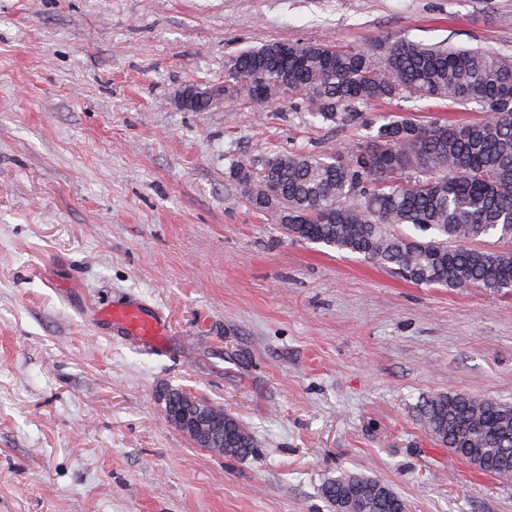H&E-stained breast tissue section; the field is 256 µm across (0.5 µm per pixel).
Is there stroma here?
<instances>
[{"label": "stroma", "instance_id": "1", "mask_svg": "<svg viewBox=\"0 0 512 512\" xmlns=\"http://www.w3.org/2000/svg\"><path fill=\"white\" fill-rule=\"evenodd\" d=\"M512 53V0H0V512H336L344 473L407 512H512V479L440 446L423 400L512 403V291L417 285L289 237L229 176L364 140L289 104L203 112L272 41ZM167 318L159 351L100 308ZM255 436L227 458L168 387Z\"/></svg>", "mask_w": 512, "mask_h": 512}]
</instances>
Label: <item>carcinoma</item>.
<instances>
[{
  "label": "carcinoma",
  "mask_w": 512,
  "mask_h": 512,
  "mask_svg": "<svg viewBox=\"0 0 512 512\" xmlns=\"http://www.w3.org/2000/svg\"><path fill=\"white\" fill-rule=\"evenodd\" d=\"M427 100L480 113L468 121L417 123L372 106ZM289 102L331 128L365 125L376 133L331 153L275 152L260 167L234 165L230 177L259 212L275 215L288 236L359 254L418 285L512 289V54L424 45L406 38L357 48L274 42L224 62V108ZM406 225L419 236L404 234ZM165 406L207 411L220 430V453L257 451L240 421L181 388ZM431 436L484 473L512 478V405L466 394L440 395L421 410ZM336 512H406L380 480L343 474L322 488Z\"/></svg>",
  "instance_id": "obj_1"
}]
</instances>
